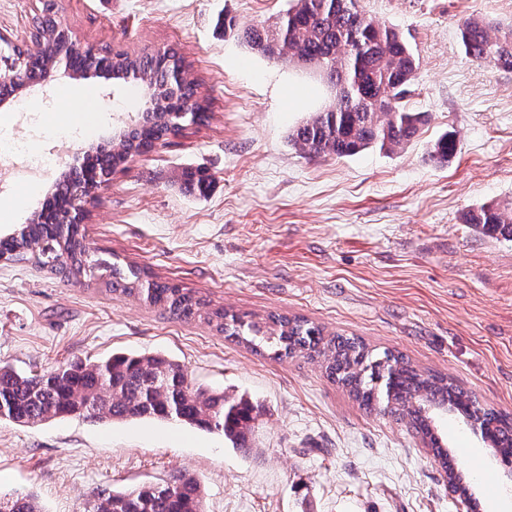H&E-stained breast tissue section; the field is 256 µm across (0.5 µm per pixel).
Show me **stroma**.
<instances>
[{
    "label": "stroma",
    "instance_id": "obj_1",
    "mask_svg": "<svg viewBox=\"0 0 512 512\" xmlns=\"http://www.w3.org/2000/svg\"><path fill=\"white\" fill-rule=\"evenodd\" d=\"M291 0H60L78 44L132 54L175 46L211 102L208 125L137 156L86 204V239L236 313L296 314L369 347L448 375L512 415V242L464 223L468 210L512 203V71L469 56L459 26L512 25V0H359L409 40L420 69L405 108L425 122L403 149L344 157L297 151L292 130L334 96L313 68L252 50L241 28L270 23ZM41 0H0V33L30 41ZM134 84L57 69L25 91L31 113L4 106L0 140L56 158L38 179L0 169V235L26 223L88 144L141 108ZM89 92L98 111L67 132ZM457 139L447 164L429 150ZM214 177L206 195L183 171ZM119 352L161 354L193 386L247 395L265 414L247 450L222 435L149 419L0 421V493L43 512H76L101 488L177 476L198 480L206 512H467L407 419L369 412L306 358L273 360L104 287L32 261L0 262V364L44 372ZM438 426L461 459L476 512L512 495L485 443L452 416Z\"/></svg>",
    "mask_w": 512,
    "mask_h": 512
}]
</instances>
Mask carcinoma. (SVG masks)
Listing matches in <instances>:
<instances>
[{
    "mask_svg": "<svg viewBox=\"0 0 512 512\" xmlns=\"http://www.w3.org/2000/svg\"><path fill=\"white\" fill-rule=\"evenodd\" d=\"M45 12L46 22L35 25L32 46L24 47L27 58L14 72L11 93L46 78L61 63L75 72L84 66L83 57L59 39L58 6L51 3ZM459 32L466 53L475 60L512 69V27L503 29L472 17L460 24ZM242 38L272 59L315 62L319 75L335 90L327 107L289 135L304 154L344 157L369 148L395 153L423 124L421 113L402 105L415 80L418 58L398 30L365 15L359 0H294L273 25L248 28ZM100 60L103 75L149 88L154 105L134 124L116 131V140L87 156L88 175L114 173L169 133L208 121L209 104L200 84L180 83L172 77L175 64L184 62L176 48L140 55L104 49ZM456 151L455 138L444 134L432 145L431 156L446 163ZM71 202L61 189L41 207L47 221L39 216L0 237V261L33 260L67 280L83 278L113 294L138 296L179 319H202L225 340L256 354L278 360L296 355L319 360L327 379L345 388L364 409L408 418L448 473V483L463 496L469 482L459 467L448 463V450L439 441L436 416L429 407L454 404L474 415L486 425L490 445L503 459H512L511 420L482 406L448 378L416 368L400 352L378 353L359 337L329 333L300 316L240 315L212 308L192 291L150 276L115 252L83 244L85 236L78 231L69 247L61 250L56 228L67 219ZM465 219L485 234L512 240L511 204H483L468 211ZM414 401L420 407L412 411ZM64 415L98 422H177L220 432L224 441L242 449L261 410L242 395L192 387L180 364L158 354L118 353L30 374L0 365V420L31 426ZM0 512H42V508L31 496L1 494ZM79 512H204L203 493L195 479L185 477L123 491L100 489L84 499Z\"/></svg>",
    "mask_w": 512,
    "mask_h": 512,
    "instance_id": "1",
    "label": "carcinoma"
}]
</instances>
